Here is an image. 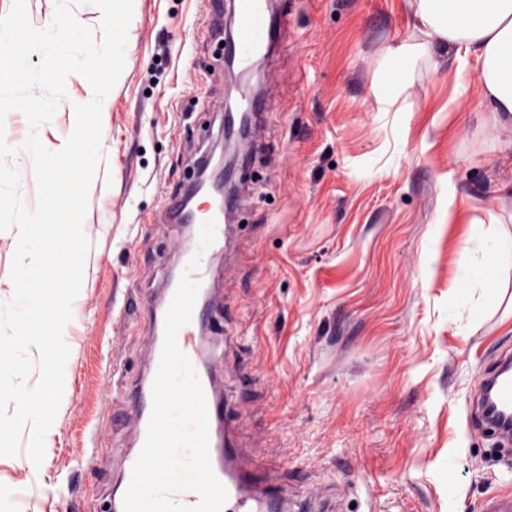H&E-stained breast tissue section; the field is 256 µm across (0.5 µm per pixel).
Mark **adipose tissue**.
Wrapping results in <instances>:
<instances>
[{"instance_id":"1","label":"adipose tissue","mask_w":512,"mask_h":512,"mask_svg":"<svg viewBox=\"0 0 512 512\" xmlns=\"http://www.w3.org/2000/svg\"><path fill=\"white\" fill-rule=\"evenodd\" d=\"M414 16L439 40L457 45L459 69L469 62L480 67V91L492 113L512 115V0H413ZM475 253L460 305L472 317H480L496 299V271L490 260L499 251L495 237L487 236L467 245ZM484 290L482 300H473L472 287Z\"/></svg>"}]
</instances>
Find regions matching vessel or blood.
<instances>
[{
  "mask_svg": "<svg viewBox=\"0 0 512 512\" xmlns=\"http://www.w3.org/2000/svg\"><path fill=\"white\" fill-rule=\"evenodd\" d=\"M265 0H238L239 21L235 40L227 49L236 58L241 68H249L254 58L270 51L273 45V30H285L287 17L272 18L268 15ZM234 206L233 199L216 202L215 205L187 208L184 201H177L170 208L178 223L188 230L186 237L175 245L181 265H188L199 249V227L202 222L215 220L216 239L213 250L223 249L226 243L227 226L224 216ZM192 276L200 283V289L190 322L177 334L180 350L193 365L205 393L210 426H217L224 414V401L215 362L204 361L197 344L195 333L201 323L213 322L216 311L223 309L224 298L211 284V270L207 263H200ZM164 321H154L151 334L153 341L145 378L133 388L130 397L133 411L129 421L135 430V442L121 456L120 477L117 497L112 502L113 512H124L123 493H126L132 468L144 446L152 405V384L158 371L164 342ZM479 392L485 400L480 404V412L474 422L478 426L497 427L498 423L512 421V376L504 374L500 368L487 371L478 380ZM209 455L212 469L227 489V499L222 512H282L283 500L280 491L272 480H254L247 470L237 466L238 452L233 446L219 447L217 439L209 441Z\"/></svg>",
  "mask_w": 512,
  "mask_h": 512,
  "instance_id": "b4317fda",
  "label": "vessel or blood"
}]
</instances>
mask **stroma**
I'll return each instance as SVG.
<instances>
[{"mask_svg":"<svg viewBox=\"0 0 512 512\" xmlns=\"http://www.w3.org/2000/svg\"><path fill=\"white\" fill-rule=\"evenodd\" d=\"M270 2L288 30L248 82L270 109L235 170L227 246L209 256L224 318L198 339L222 361L231 436L244 466L271 470L288 512H448L452 487L457 512H480L512 494V455L471 415L475 376L512 351V120H494L453 45L435 43L438 66L402 85L397 49L424 39L408 0ZM236 9L134 0L84 220L83 319L64 378L77 402L48 432V493L19 505L32 463L0 457L14 494L0 512H108L151 339L135 302L174 273L183 229L167 204L224 142L234 79L215 30ZM485 236L502 248L497 301L477 321L457 290L466 242Z\"/></svg>","mask_w":512,"mask_h":512,"instance_id":"obj_1","label":"stroma"}]
</instances>
